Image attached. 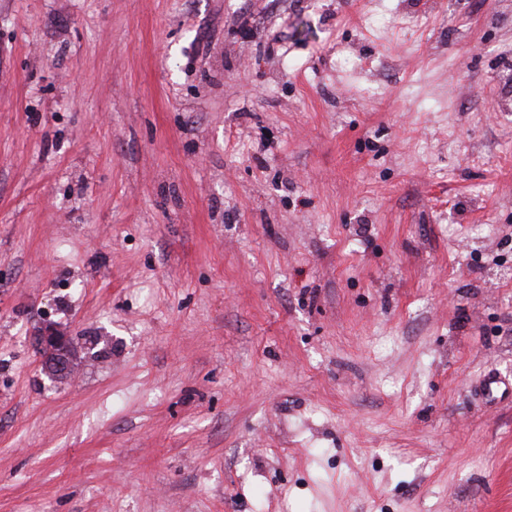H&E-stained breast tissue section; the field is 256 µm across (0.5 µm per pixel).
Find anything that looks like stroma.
Here are the masks:
<instances>
[{"label":"stroma","mask_w":512,"mask_h":512,"mask_svg":"<svg viewBox=\"0 0 512 512\" xmlns=\"http://www.w3.org/2000/svg\"><path fill=\"white\" fill-rule=\"evenodd\" d=\"M491 373L512 0H0V512H512ZM42 342L49 350L46 372L50 380H65L75 375L78 364L70 336L49 326Z\"/></svg>","instance_id":"35a3bbf8"}]
</instances>
